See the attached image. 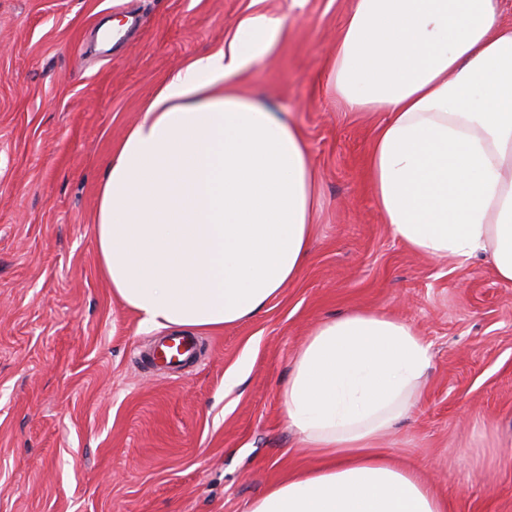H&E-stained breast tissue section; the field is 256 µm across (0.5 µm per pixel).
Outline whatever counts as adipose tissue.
Here are the masks:
<instances>
[{
  "mask_svg": "<svg viewBox=\"0 0 512 512\" xmlns=\"http://www.w3.org/2000/svg\"><path fill=\"white\" fill-rule=\"evenodd\" d=\"M500 0H356L332 89L384 114L367 158L393 235L444 259L490 254L512 282V24ZM283 17L239 20L231 39L172 72L112 154L95 234L102 274L147 330L211 331L258 314L309 251L315 174L299 130L240 94ZM430 364L415 329L355 311L321 322L281 398L318 465L249 512H448L415 468L376 446L414 404Z\"/></svg>",
  "mask_w": 512,
  "mask_h": 512,
  "instance_id": "obj_1",
  "label": "adipose tissue"
}]
</instances>
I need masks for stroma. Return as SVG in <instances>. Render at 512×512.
Returning <instances> with one entry per match:
<instances>
[{
  "mask_svg": "<svg viewBox=\"0 0 512 512\" xmlns=\"http://www.w3.org/2000/svg\"><path fill=\"white\" fill-rule=\"evenodd\" d=\"M353 2L0 0V512H248L313 466L281 391L309 331L353 311L405 320L430 351L383 453L418 465L450 512H512V284L481 256L418 255L384 224L366 169L379 119L328 84ZM253 12L286 32L239 89L307 143L310 250L262 312L198 333L189 372L149 371L157 333L99 270L106 165L167 75Z\"/></svg>",
  "mask_w": 512,
  "mask_h": 512,
  "instance_id": "obj_1",
  "label": "stroma"
}]
</instances>
